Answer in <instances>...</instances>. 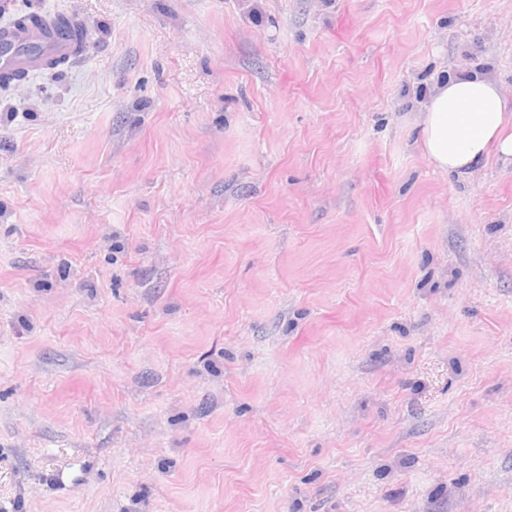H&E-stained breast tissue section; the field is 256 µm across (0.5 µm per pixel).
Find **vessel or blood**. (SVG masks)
<instances>
[{"instance_id": "1", "label": "vessel or blood", "mask_w": 512, "mask_h": 512, "mask_svg": "<svg viewBox=\"0 0 512 512\" xmlns=\"http://www.w3.org/2000/svg\"><path fill=\"white\" fill-rule=\"evenodd\" d=\"M72 30L79 33V40L61 37L57 32H46L43 25L34 21L14 20L0 26V71L16 72L30 71L43 67L50 60L69 59L82 55L89 47V40L85 38V28L79 18L69 20ZM19 45H32L41 50L38 56H27L16 53Z\"/></svg>"}]
</instances>
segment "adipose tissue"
I'll list each match as a JSON object with an SVG mask.
<instances>
[{
  "label": "adipose tissue",
  "mask_w": 512,
  "mask_h": 512,
  "mask_svg": "<svg viewBox=\"0 0 512 512\" xmlns=\"http://www.w3.org/2000/svg\"><path fill=\"white\" fill-rule=\"evenodd\" d=\"M418 144L440 171L465 174L490 156L512 159V93L463 71L438 81L419 113Z\"/></svg>",
  "instance_id": "obj_1"
}]
</instances>
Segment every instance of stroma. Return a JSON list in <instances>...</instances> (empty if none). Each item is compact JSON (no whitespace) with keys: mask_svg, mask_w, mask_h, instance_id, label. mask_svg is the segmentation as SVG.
Instances as JSON below:
<instances>
[{"mask_svg":"<svg viewBox=\"0 0 512 512\" xmlns=\"http://www.w3.org/2000/svg\"><path fill=\"white\" fill-rule=\"evenodd\" d=\"M84 57L0 90V512H512V0H6ZM510 112L512 93L496 79L462 71L437 81L426 97L418 144L435 168L448 173H468L491 154L512 160Z\"/></svg>","mask_w":512,"mask_h":512,"instance_id":"35a3bbf8","label":"stroma"}]
</instances>
